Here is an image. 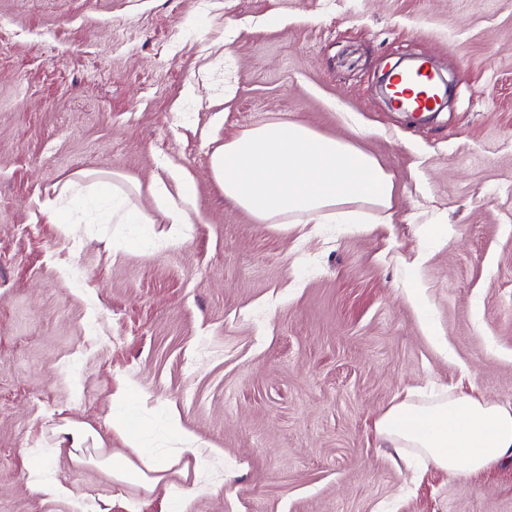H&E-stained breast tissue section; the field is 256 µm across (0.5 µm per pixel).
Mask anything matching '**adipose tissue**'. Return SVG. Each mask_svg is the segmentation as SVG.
I'll return each mask as SVG.
<instances>
[{
	"label": "adipose tissue",
	"instance_id": "obj_1",
	"mask_svg": "<svg viewBox=\"0 0 512 512\" xmlns=\"http://www.w3.org/2000/svg\"><path fill=\"white\" fill-rule=\"evenodd\" d=\"M211 175L225 197L266 224H352L354 205L391 209L394 184L369 153L319 135L300 122L274 121L244 130L217 147ZM383 446L417 453L449 474L485 470L512 454V406L473 393L427 404L402 401L376 423ZM113 479L154 490L168 464L150 449L104 455Z\"/></svg>",
	"mask_w": 512,
	"mask_h": 512
}]
</instances>
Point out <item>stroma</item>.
<instances>
[{
	"label": "stroma",
	"instance_id": "35a3bbf8",
	"mask_svg": "<svg viewBox=\"0 0 512 512\" xmlns=\"http://www.w3.org/2000/svg\"><path fill=\"white\" fill-rule=\"evenodd\" d=\"M0 27V512H512V457L417 476L375 429L410 389L512 405V0H0ZM408 56L453 83L426 121L379 91ZM275 119L373 155L392 222L226 198L213 150ZM186 180L174 245L149 188ZM105 181L151 223L91 207ZM67 423L161 457L183 430L200 464L122 486Z\"/></svg>",
	"mask_w": 512,
	"mask_h": 512
}]
</instances>
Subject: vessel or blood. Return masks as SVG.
<instances>
[{
	"label": "vessel or blood",
	"mask_w": 512,
	"mask_h": 512,
	"mask_svg": "<svg viewBox=\"0 0 512 512\" xmlns=\"http://www.w3.org/2000/svg\"><path fill=\"white\" fill-rule=\"evenodd\" d=\"M393 104L408 112H426L436 107L441 96V81L429 62L394 71L388 79Z\"/></svg>",
	"instance_id": "obj_1"
}]
</instances>
